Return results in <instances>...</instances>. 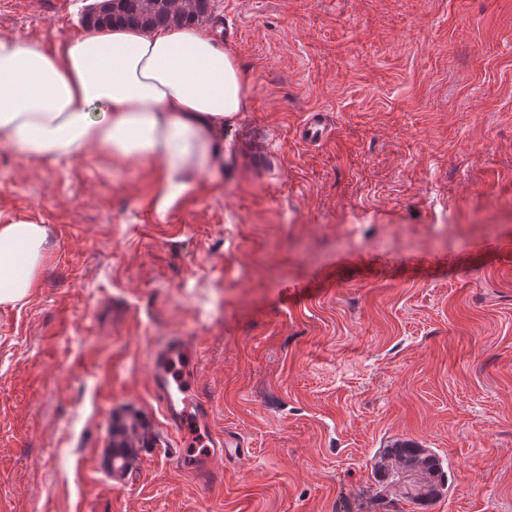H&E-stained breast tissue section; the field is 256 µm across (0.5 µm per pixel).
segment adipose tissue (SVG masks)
Instances as JSON below:
<instances>
[{
    "mask_svg": "<svg viewBox=\"0 0 512 512\" xmlns=\"http://www.w3.org/2000/svg\"><path fill=\"white\" fill-rule=\"evenodd\" d=\"M250 88L209 31L86 27L59 48L0 36V144L44 164L90 154L160 174L164 210L200 174L224 169V126ZM46 225L0 224V306L37 286Z\"/></svg>",
    "mask_w": 512,
    "mask_h": 512,
    "instance_id": "1",
    "label": "adipose tissue"
}]
</instances>
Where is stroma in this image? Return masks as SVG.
<instances>
[{
	"instance_id": "stroma-1",
	"label": "stroma",
	"mask_w": 512,
	"mask_h": 512,
	"mask_svg": "<svg viewBox=\"0 0 512 512\" xmlns=\"http://www.w3.org/2000/svg\"><path fill=\"white\" fill-rule=\"evenodd\" d=\"M82 3L21 0L0 36L64 42ZM211 4L251 87L221 176L160 213L154 168L0 146V222L49 229L0 307V512H512V0ZM171 336L239 441L222 482L172 462ZM403 438L454 474L425 511L373 471ZM199 354L200 352L197 347H190L179 338L169 340L162 346L155 348L152 353L154 362L152 374L153 389L166 406L168 416L176 431L185 432L188 430L189 421L193 424L197 423L205 431V425L208 424L209 420V407L199 399L193 401L192 398L186 397L182 399L183 408L178 410L164 371V363L173 355L184 357L190 364L195 363ZM193 407L195 409L193 413L194 418L191 417L189 420L190 409Z\"/></svg>"
}]
</instances>
